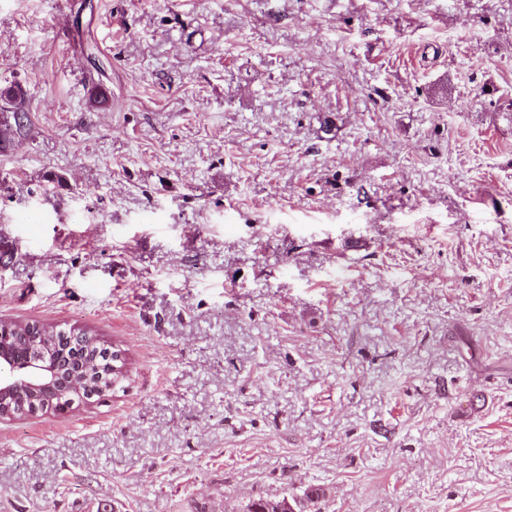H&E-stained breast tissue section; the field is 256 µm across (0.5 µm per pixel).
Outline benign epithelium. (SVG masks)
Wrapping results in <instances>:
<instances>
[{
	"instance_id": "7a95c632",
	"label": "benign epithelium",
	"mask_w": 512,
	"mask_h": 512,
	"mask_svg": "<svg viewBox=\"0 0 512 512\" xmlns=\"http://www.w3.org/2000/svg\"><path fill=\"white\" fill-rule=\"evenodd\" d=\"M104 374L98 357L88 360L79 373L66 374L49 353L35 351L15 361L0 349V419H11L32 404L36 412L53 405L49 397L68 392L89 398L101 391Z\"/></svg>"
}]
</instances>
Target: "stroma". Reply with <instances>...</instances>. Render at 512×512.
<instances>
[{
  "label": "stroma",
  "instance_id": "1",
  "mask_svg": "<svg viewBox=\"0 0 512 512\" xmlns=\"http://www.w3.org/2000/svg\"><path fill=\"white\" fill-rule=\"evenodd\" d=\"M0 0V318L124 377L0 419V512H512V0ZM23 96L24 94L18 86L17 88L10 86L0 91V99L9 105L4 108L12 109H2L3 112H1L0 148L6 147L15 137L22 135L28 125L29 114L22 110ZM17 116H20V120L17 119Z\"/></svg>",
  "mask_w": 512,
  "mask_h": 512
}]
</instances>
